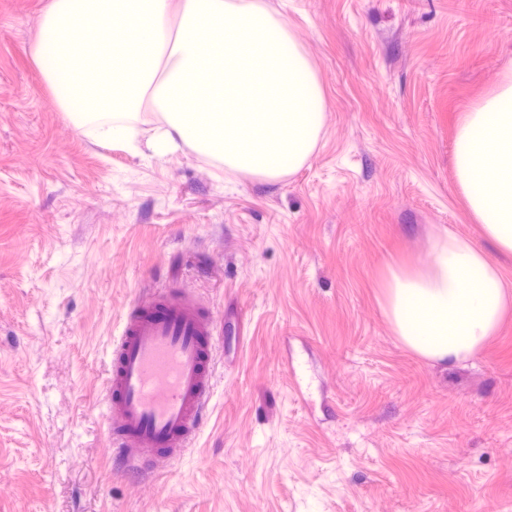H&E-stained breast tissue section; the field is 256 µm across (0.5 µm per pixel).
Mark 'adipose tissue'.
<instances>
[{
    "label": "adipose tissue",
    "mask_w": 512,
    "mask_h": 512,
    "mask_svg": "<svg viewBox=\"0 0 512 512\" xmlns=\"http://www.w3.org/2000/svg\"><path fill=\"white\" fill-rule=\"evenodd\" d=\"M454 155L462 193L485 237L512 253V72L463 113ZM378 303L407 350L448 367L482 352L512 305V291L487 252L443 228L424 255L388 266Z\"/></svg>",
    "instance_id": "adipose-tissue-1"
}]
</instances>
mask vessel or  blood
<instances>
[{
	"label": "vessel or blood",
	"mask_w": 512,
	"mask_h": 512,
	"mask_svg": "<svg viewBox=\"0 0 512 512\" xmlns=\"http://www.w3.org/2000/svg\"><path fill=\"white\" fill-rule=\"evenodd\" d=\"M215 340L212 312L177 291L131 305L106 382L113 457L162 470L184 455L210 403Z\"/></svg>",
	"instance_id": "vessel-or-blood-1"
}]
</instances>
